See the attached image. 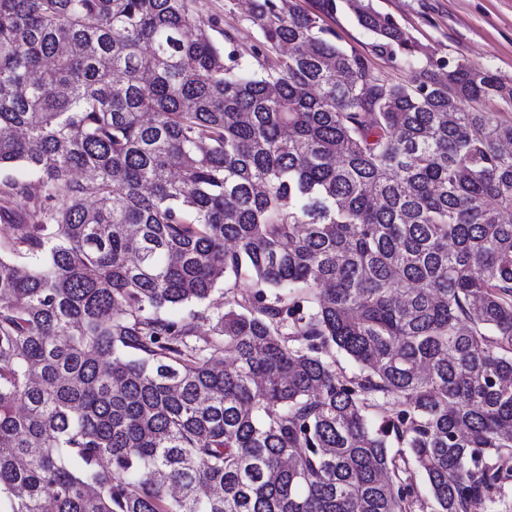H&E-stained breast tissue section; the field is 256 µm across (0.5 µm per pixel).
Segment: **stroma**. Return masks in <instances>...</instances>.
I'll list each match as a JSON object with an SVG mask.
<instances>
[{"label": "stroma", "instance_id": "stroma-1", "mask_svg": "<svg viewBox=\"0 0 512 512\" xmlns=\"http://www.w3.org/2000/svg\"><path fill=\"white\" fill-rule=\"evenodd\" d=\"M251 0H199L201 19L218 16L220 26L236 33V49L250 56L255 40L247 21ZM411 36L420 52L436 60L463 59L512 81V0H372ZM340 45L367 56L375 71L394 83L409 80L408 68H391L373 47L374 35L349 9L330 18Z\"/></svg>", "mask_w": 512, "mask_h": 512}]
</instances>
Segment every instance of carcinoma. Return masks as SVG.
<instances>
[{
  "instance_id": "cac0c4a2",
  "label": "carcinoma",
  "mask_w": 512,
  "mask_h": 512,
  "mask_svg": "<svg viewBox=\"0 0 512 512\" xmlns=\"http://www.w3.org/2000/svg\"><path fill=\"white\" fill-rule=\"evenodd\" d=\"M351 2L0 0V512H512V82ZM254 0H199V17L207 22L211 16H218L220 27L237 35L236 50L248 58L255 40L253 30L247 21L250 3ZM327 24L332 26L339 36L338 44L348 50L354 49L367 56L375 71L385 74L393 83H404L411 77L408 67L393 69L390 67L385 56L374 50V35L359 25L355 15L347 8L341 9L333 18L326 19Z\"/></svg>"
}]
</instances>
